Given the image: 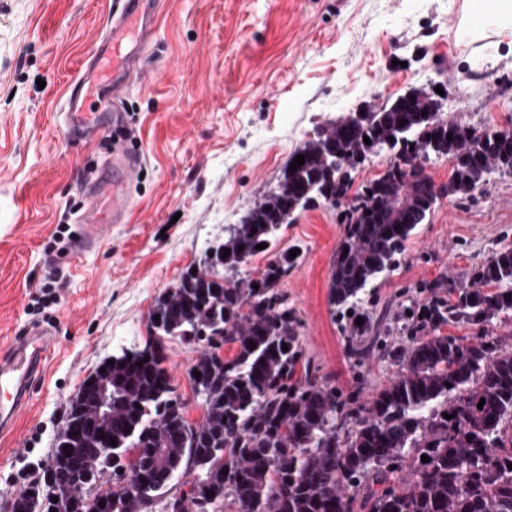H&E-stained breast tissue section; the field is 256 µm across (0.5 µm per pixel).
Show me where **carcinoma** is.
<instances>
[{
    "instance_id": "carcinoma-1",
    "label": "carcinoma",
    "mask_w": 512,
    "mask_h": 512,
    "mask_svg": "<svg viewBox=\"0 0 512 512\" xmlns=\"http://www.w3.org/2000/svg\"><path fill=\"white\" fill-rule=\"evenodd\" d=\"M402 100L362 120L342 115L315 132L291 153L276 191L229 225L199 266L156 300L157 335L201 349L188 377L202 420L186 417L162 356L124 349L107 366L110 416H99L91 389L66 414L81 437L115 441L112 463L86 448L93 478L74 482L60 454L71 440L65 430L12 512H76L70 499L50 501L49 472L75 496H112L113 512H512V352L494 336L444 332L512 311V248L493 253L468 284L419 285L429 297L404 316L398 370L357 408L313 374L296 311L278 290L301 258L273 250L283 214L301 195L304 209L341 205L353 173L372 155L392 151L384 174L354 194L330 265L331 311L363 319L352 336L370 328L369 314L357 312L360 295L395 269L436 204L409 190L401 165L448 161L441 195L460 198L493 173H512L511 130L443 118L430 89L417 90L414 112ZM299 155L305 163L293 170ZM261 243L268 247L257 249ZM268 252L273 258L252 273V260ZM227 345L236 348L229 359L220 354ZM187 475L188 490L168 497Z\"/></svg>"
}]
</instances>
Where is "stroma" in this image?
<instances>
[{
	"label": "stroma",
	"mask_w": 512,
	"mask_h": 512,
	"mask_svg": "<svg viewBox=\"0 0 512 512\" xmlns=\"http://www.w3.org/2000/svg\"><path fill=\"white\" fill-rule=\"evenodd\" d=\"M112 0H0V351L40 323L44 285L57 338L46 376L0 439V512L44 465L67 402L106 358L148 339L156 299L199 263L224 227L275 189L291 152L315 129L412 88L445 91L442 112L463 125L512 130V16L474 0H159L141 70L122 95L129 150L140 158L131 219L87 251H46L58 229L79 232L89 185L112 150V115L96 106L94 147L66 128L65 91L92 57ZM344 226L320 206L282 225L278 249L303 258L280 284L301 321L318 379L361 404L397 371L390 355L417 287L468 280L512 248V174H492L466 198L438 200L398 268L363 295L373 329L346 341L328 303L330 262ZM190 419L187 377L198 349L163 345Z\"/></svg>",
	"instance_id": "35a3bbf8"
}]
</instances>
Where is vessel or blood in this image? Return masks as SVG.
I'll return each mask as SVG.
<instances>
[{
	"instance_id": "obj_1",
	"label": "vessel or blood",
	"mask_w": 512,
	"mask_h": 512,
	"mask_svg": "<svg viewBox=\"0 0 512 512\" xmlns=\"http://www.w3.org/2000/svg\"><path fill=\"white\" fill-rule=\"evenodd\" d=\"M121 6L118 17L112 18L95 55L91 58L89 73L75 81L67 99L66 121L73 138L92 143L99 139L101 126L95 113L86 111L85 102L96 85V70L101 60L114 56L129 19H136L141 39L153 32L149 11L151 0H117ZM139 71V56L127 55L123 65L112 68L111 100L119 102L121 93ZM140 160L113 145L112 174L93 183L88 206L80 217L79 250H86L103 241L112 225L127 223L126 205L128 184L135 178ZM55 344L52 332L33 329L13 337L7 352L0 354V437L10 434L19 412L33 398L36 382L46 370L48 355Z\"/></svg>"
}]
</instances>
